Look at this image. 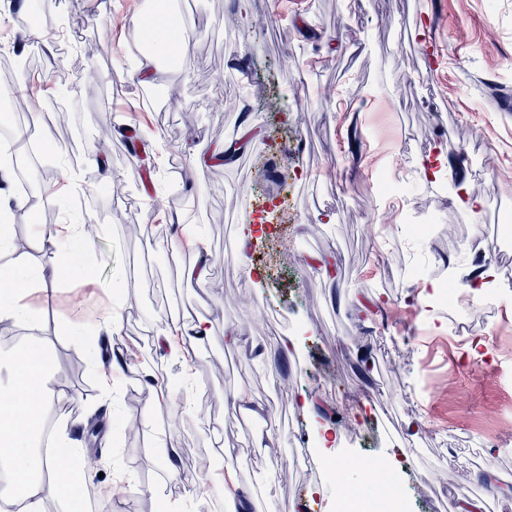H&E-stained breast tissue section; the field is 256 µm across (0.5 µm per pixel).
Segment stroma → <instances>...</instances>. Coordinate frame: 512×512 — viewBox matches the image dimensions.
<instances>
[{
  "label": "stroma",
  "mask_w": 512,
  "mask_h": 512,
  "mask_svg": "<svg viewBox=\"0 0 512 512\" xmlns=\"http://www.w3.org/2000/svg\"><path fill=\"white\" fill-rule=\"evenodd\" d=\"M158 2L53 0L69 20L65 38H48L46 23L24 34L39 81L66 78L65 100L42 102L43 122L54 127L56 107L75 111L81 161L43 145L10 251L31 273L51 272L57 253L34 241L33 223L88 224L91 273L27 290L22 302L39 322L17 324L0 354L32 336L50 349L53 427L71 428L82 454H102L90 479L98 512H222L226 471L250 489L270 457L282 462L276 493L254 495L248 512H336L341 488L313 451L319 417L336 430L337 460L388 457L395 440L413 449L385 470L388 489L411 493L413 512H452L465 493L487 512H512L499 492L512 486V233L494 231L512 216V116L500 103L512 94V0H302L297 12L286 0H171L192 55L160 57L152 85L164 108L152 114L139 109L141 85L122 60L126 26ZM234 138L236 159L215 157ZM98 161L119 177L122 198L97 180ZM393 163L392 202L373 179ZM75 169L94 183L81 209L66 182ZM462 187L481 206L446 205ZM49 191L55 203L39 206ZM161 223L163 238L124 231ZM243 224L264 231L243 241ZM385 225L458 282L476 264L463 241L487 233L499 278L490 304L392 323L423 278L382 259ZM172 237L209 260L207 284L173 279ZM186 311L211 332L178 360L157 339L170 332L165 314ZM110 313L121 323L112 338L102 330ZM460 325L481 329L476 351L458 345ZM289 338L291 355L258 358L257 347ZM241 384L261 407L229 426L224 398ZM263 433L267 447H255ZM200 474L204 483H187Z\"/></svg>",
  "instance_id": "1"
}]
</instances>
